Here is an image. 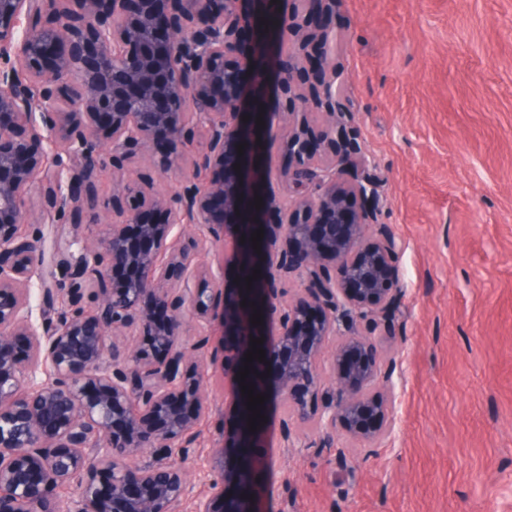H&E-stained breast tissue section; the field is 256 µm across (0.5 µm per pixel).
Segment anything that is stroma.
Returning <instances> with one entry per match:
<instances>
[{"label": "stroma", "mask_w": 512, "mask_h": 512, "mask_svg": "<svg viewBox=\"0 0 512 512\" xmlns=\"http://www.w3.org/2000/svg\"><path fill=\"white\" fill-rule=\"evenodd\" d=\"M336 106L384 199L401 307L384 370L392 435L362 448L313 429L295 445L267 389L264 512H512V0H335ZM177 462L192 497L219 474L231 393Z\"/></svg>", "instance_id": "stroma-1"}]
</instances>
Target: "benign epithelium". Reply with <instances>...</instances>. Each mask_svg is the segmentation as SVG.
Instances as JSON below:
<instances>
[{"label":"benign epithelium","mask_w":512,"mask_h":512,"mask_svg":"<svg viewBox=\"0 0 512 512\" xmlns=\"http://www.w3.org/2000/svg\"><path fill=\"white\" fill-rule=\"evenodd\" d=\"M329 5L0 0V512H185L187 473L171 457L194 447L212 412L204 349L236 383L276 364L288 442L306 426L370 447L391 435L389 349L374 330L401 300L400 246L375 223L370 163L325 84L333 57L316 50L328 43ZM270 38L277 89L299 103L281 118L278 197L260 150L268 112L253 99ZM135 159L179 176L180 193L131 177ZM109 163L105 199L96 181ZM35 198L40 223L69 225L78 251L23 231ZM107 212L112 222L93 233ZM199 224L207 235L186 234ZM213 241L231 246L235 275L222 288L199 261ZM247 268L260 271L250 289ZM291 273L305 287L286 301L264 286ZM35 286L47 307L38 321ZM275 313L265 358L246 362ZM193 325L204 336L189 344ZM231 401L235 427L214 453L224 478L191 512H258L248 449L261 430L248 426L240 387ZM147 449L154 460L135 463ZM74 483L77 498L60 494Z\"/></svg>","instance_id":"7a95c632"}]
</instances>
